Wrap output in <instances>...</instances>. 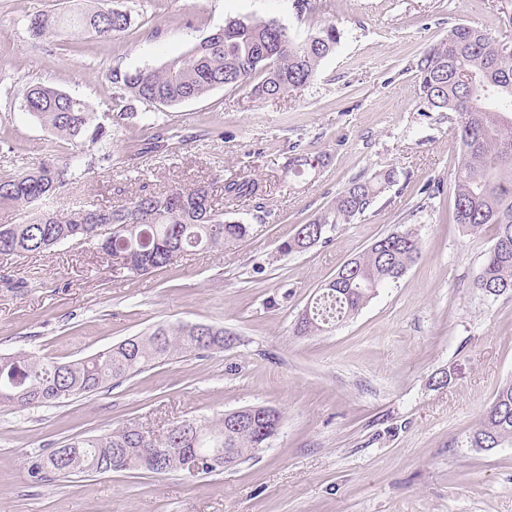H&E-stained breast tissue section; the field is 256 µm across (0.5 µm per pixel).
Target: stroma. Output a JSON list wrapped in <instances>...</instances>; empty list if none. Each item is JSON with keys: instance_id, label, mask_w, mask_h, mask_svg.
I'll return each mask as SVG.
<instances>
[{"instance_id": "stroma-1", "label": "stroma", "mask_w": 512, "mask_h": 512, "mask_svg": "<svg viewBox=\"0 0 512 512\" xmlns=\"http://www.w3.org/2000/svg\"><path fill=\"white\" fill-rule=\"evenodd\" d=\"M111 0L131 17L103 41L73 27L31 39L30 15L90 8L91 0H0V175L28 172L47 146L72 151L23 106L34 83L84 99L112 128L111 166H75L51 210L117 207L141 192L252 176L262 208L229 220L252 227L224 250L188 252L146 276L115 279L95 249L0 256V356L69 362L155 324L203 323L233 335L224 352L174 359L110 390L28 409L0 407V512H512V444L470 448L498 388L512 380V295L473 283L494 245L451 221L461 156L447 113L423 111L415 64L458 24L512 37V0ZM274 19L304 37L336 24L340 41L301 95L260 99L218 87L145 122L113 123V72L160 67L233 18ZM171 149L133 155L158 126ZM321 153L301 177L293 152ZM394 185L327 239L290 254L279 246L348 183L383 167ZM409 226L416 263L354 316L317 336L294 325L338 269L376 239ZM248 405L281 413L278 435L254 457L207 475L142 471L33 483L32 457L76 435L125 425L162 433L175 421Z\"/></svg>"}]
</instances>
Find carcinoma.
<instances>
[{
	"instance_id": "obj_1",
	"label": "carcinoma",
	"mask_w": 512,
	"mask_h": 512,
	"mask_svg": "<svg viewBox=\"0 0 512 512\" xmlns=\"http://www.w3.org/2000/svg\"><path fill=\"white\" fill-rule=\"evenodd\" d=\"M98 0L96 9L64 17L39 13L29 20L34 39L52 35L67 24L108 40L130 27V17ZM312 43L294 39L273 20L238 18L201 39L185 56L159 68L112 73L113 100L120 106L115 119L136 117L130 102L171 106L197 99L220 86L250 88L259 98H283L303 91L315 79L321 62L336 49V25L322 28ZM505 40L466 25L416 62L421 104L427 112L456 114L462 151L454 175L453 223L470 233L491 226L495 243L475 279L487 296L512 294V48ZM25 108L54 135L75 148L85 141L105 146L110 130L97 122L95 109L53 86L29 87ZM77 155L61 161L49 155L22 175L0 176V204L23 211L17 224H0V255L49 253L67 242L92 246L127 271L146 275L168 268L186 252L222 248L244 241L251 226L224 219L209 187L174 188L167 193H140L117 208H84L69 213L42 209L69 184ZM323 165L320 154H300L289 167ZM397 181L393 169L355 178L313 221L302 224L283 242L284 253L304 251L325 239L326 228L348 224L364 214L384 189ZM263 185L251 176L224 179V201L262 199ZM112 225L110 237L98 234ZM420 255L416 232L407 227L376 240L351 258L339 278L329 281L314 309L298 318L300 336L329 331L333 322L356 314L377 288L400 279ZM227 345L224 329L207 324L158 323L147 332L81 361L40 360L26 354L0 357V406L25 409L100 393L112 383L134 377L149 367L201 352L221 353ZM280 412L260 415L247 406L216 419L176 421L164 439L137 426H125L95 437H72L68 455L55 452L31 461L35 483L85 473L126 470L150 473L178 471L184 454L200 459L201 474L224 467V450L242 462L278 433ZM512 443V381L503 384L469 436V447L488 450Z\"/></svg>"
}]
</instances>
